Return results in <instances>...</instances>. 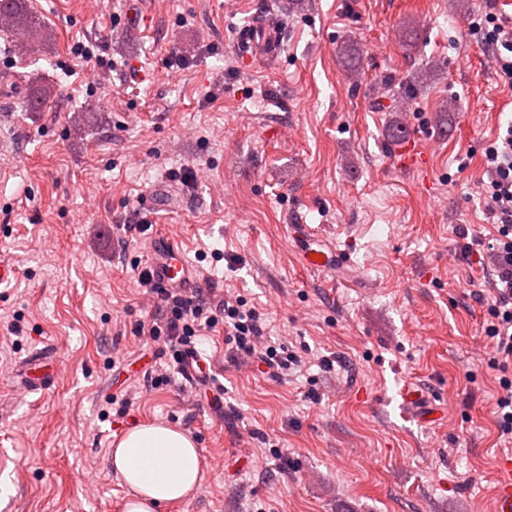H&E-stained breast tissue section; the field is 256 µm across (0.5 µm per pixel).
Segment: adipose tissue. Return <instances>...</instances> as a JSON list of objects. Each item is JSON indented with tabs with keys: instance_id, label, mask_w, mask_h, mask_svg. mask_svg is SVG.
Returning a JSON list of instances; mask_svg holds the SVG:
<instances>
[{
	"instance_id": "obj_1",
	"label": "adipose tissue",
	"mask_w": 512,
	"mask_h": 512,
	"mask_svg": "<svg viewBox=\"0 0 512 512\" xmlns=\"http://www.w3.org/2000/svg\"><path fill=\"white\" fill-rule=\"evenodd\" d=\"M112 468L129 489L124 512H156L195 494L203 479L193 440L162 423L127 432L112 450Z\"/></svg>"
}]
</instances>
